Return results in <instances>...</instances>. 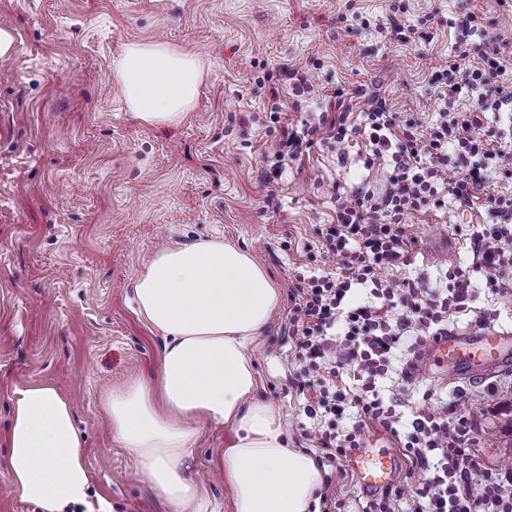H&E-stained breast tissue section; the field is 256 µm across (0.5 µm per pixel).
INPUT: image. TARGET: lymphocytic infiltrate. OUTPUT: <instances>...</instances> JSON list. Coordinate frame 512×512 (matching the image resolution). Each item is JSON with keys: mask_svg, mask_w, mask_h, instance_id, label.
Returning <instances> with one entry per match:
<instances>
[{"mask_svg": "<svg viewBox=\"0 0 512 512\" xmlns=\"http://www.w3.org/2000/svg\"><path fill=\"white\" fill-rule=\"evenodd\" d=\"M512 38L493 33L482 42L476 65L451 60L435 66L431 79L442 103L428 127L403 118L383 97H373L360 123L348 121L351 99L344 89L326 90L313 75L294 67L281 71L291 102L273 100L269 121L281 133L268 143L263 183L275 184L288 167L308 154L316 135L345 154L353 136L367 141L366 167L389 164L381 189L366 186L335 197L336 221L320 225L318 236L329 275L295 283L288 313L294 365L292 383L318 435L320 462L347 460L371 424L398 438L409 462L403 484L383 490L365 512H512V492L499 472L483 467L471 450L476 421L457 401L425 396L405 416V393L387 397L378 383L393 360L412 385L414 357L448 330L450 319L469 311L474 285L469 271L441 268L438 279L397 277L408 266L417 240L405 215L442 209L448 203L481 210V223L466 235L485 285L512 288V194H491L493 176L512 179V162L488 115L512 112V83L501 82ZM476 93L474 106L459 101ZM321 104L318 121L293 129L285 121L303 98ZM366 300L353 302L357 289ZM355 411L352 426L342 423ZM480 490H473V480Z\"/></svg>", "mask_w": 512, "mask_h": 512, "instance_id": "f902f5d3", "label": "lymphocytic infiltrate"}]
</instances>
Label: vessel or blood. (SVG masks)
Returning <instances> with one entry per match:
<instances>
[{
	"label": "vessel or blood",
	"instance_id": "vessel-or-blood-1",
	"mask_svg": "<svg viewBox=\"0 0 512 512\" xmlns=\"http://www.w3.org/2000/svg\"><path fill=\"white\" fill-rule=\"evenodd\" d=\"M512 362V330L492 326L453 330L436 337L422 351L412 376H476L486 367ZM354 468L364 492L373 493L394 484L399 475L395 457L371 446L356 449Z\"/></svg>",
	"mask_w": 512,
	"mask_h": 512
}]
</instances>
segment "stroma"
I'll list each match as a JSON object with an SVG mask.
<instances>
[{"instance_id":"1","label":"stroma","mask_w":512,"mask_h":512,"mask_svg":"<svg viewBox=\"0 0 512 512\" xmlns=\"http://www.w3.org/2000/svg\"><path fill=\"white\" fill-rule=\"evenodd\" d=\"M393 0H0V26L13 29L0 57V431L16 389L57 385L85 433L91 473L86 504L71 512H173L161 492L137 476L136 458L112 437L103 398L158 367L162 339L132 309L133 278L158 249L221 239L249 251L282 295L253 348L256 397L282 415L291 447L318 449L291 384L289 290L296 278L322 275L317 228L335 221L334 197L386 170L367 168L362 141L345 157L316 141L278 184L261 181L271 136L247 113L265 115L283 67L314 74L319 84L386 97L396 111L428 125L440 101L431 69L462 56L442 18L469 0H404L411 42L380 41L361 18L385 19ZM161 41L200 59L204 76L186 116L173 125L133 119L113 74L125 44ZM418 241L407 274L434 273L440 261L471 269L462 236L474 213L449 204L405 218ZM478 288L454 328L491 313L512 327V289ZM423 393L457 399L478 414L480 462L512 481V366L465 382L421 379ZM228 432L203 425L190 477L204 484L212 512H231L213 476ZM341 512H362L369 496L351 464L323 468Z\"/></svg>"}]
</instances>
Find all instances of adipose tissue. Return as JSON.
I'll list each match as a JSON object with an SVG mask.
<instances>
[{"mask_svg":"<svg viewBox=\"0 0 512 512\" xmlns=\"http://www.w3.org/2000/svg\"><path fill=\"white\" fill-rule=\"evenodd\" d=\"M115 77L132 115L178 123L202 81L199 59L159 42L126 44ZM135 312L163 339L155 376L139 377L103 401L113 437L175 512H207L208 497L187 476L202 424L230 432L220 461L232 512H310L321 483L315 458L288 446L281 415L256 397L248 352L280 304L268 272L218 239L159 249L133 281ZM8 450L10 487L41 512L86 503L91 490L84 437L55 385L15 391Z\"/></svg>","mask_w":512,"mask_h":512,"instance_id":"1","label":"adipose tissue"}]
</instances>
